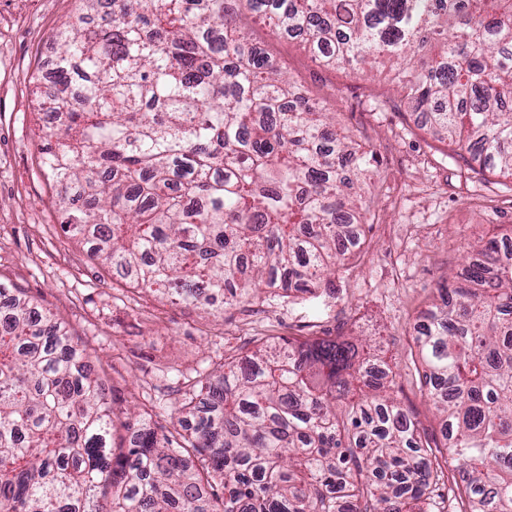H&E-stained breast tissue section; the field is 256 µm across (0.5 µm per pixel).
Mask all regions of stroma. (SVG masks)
I'll use <instances>...</instances> for the list:
<instances>
[{
    "mask_svg": "<svg viewBox=\"0 0 512 512\" xmlns=\"http://www.w3.org/2000/svg\"><path fill=\"white\" fill-rule=\"evenodd\" d=\"M78 0H0V282L51 311L92 355L114 408L113 445L126 447L129 405L177 428L173 406L197 373L270 336L328 333L381 339L396 359L397 399L438 432L411 350L419 311L442 277L467 265V243L512 225V181L427 134L422 117L377 73L353 74L314 60L297 39L242 13L240 26L375 153L377 204L362 257L312 298L269 288L263 302L223 314L130 289L90 259V242L61 229L57 189L37 158L48 132L38 102L43 67Z\"/></svg>",
    "mask_w": 512,
    "mask_h": 512,
    "instance_id": "stroma-1",
    "label": "stroma"
}]
</instances>
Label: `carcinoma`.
<instances>
[{"instance_id":"carcinoma-1","label":"carcinoma","mask_w":512,"mask_h":512,"mask_svg":"<svg viewBox=\"0 0 512 512\" xmlns=\"http://www.w3.org/2000/svg\"><path fill=\"white\" fill-rule=\"evenodd\" d=\"M58 33L67 120L38 165L62 228L185 305L316 295L358 253L374 153L252 44L227 0H102ZM328 67L382 60L428 131L512 179V0H243ZM512 234L439 283L414 338L438 441L362 344L290 338L224 358L160 433L113 408L63 321L0 284V512H512ZM466 472L448 485L442 460Z\"/></svg>"}]
</instances>
